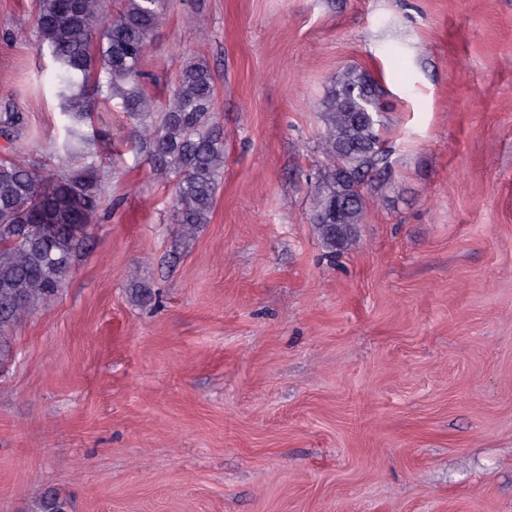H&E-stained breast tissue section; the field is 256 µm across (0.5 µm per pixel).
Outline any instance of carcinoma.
<instances>
[{
	"mask_svg": "<svg viewBox=\"0 0 512 512\" xmlns=\"http://www.w3.org/2000/svg\"><path fill=\"white\" fill-rule=\"evenodd\" d=\"M165 0H125L113 19L103 0H37L39 51L56 66L62 123L51 161L18 164L0 157V361L11 355L8 330L51 302L62 288L86 230L98 222L103 191L95 140L84 125L97 101L118 99L135 124L152 168L173 181L174 223L188 233L210 222L224 177V140L214 123L215 88L209 66L187 63L162 110L141 86V64ZM103 30L98 47L93 34ZM381 87L348 66L326 86L318 148L324 158L311 188L309 221L329 256L347 250L363 222L360 175L386 162L380 137Z\"/></svg>",
	"mask_w": 512,
	"mask_h": 512,
	"instance_id": "carcinoma-1",
	"label": "carcinoma"
}]
</instances>
